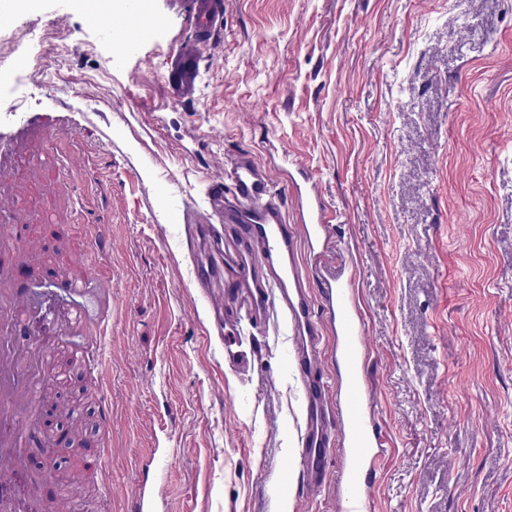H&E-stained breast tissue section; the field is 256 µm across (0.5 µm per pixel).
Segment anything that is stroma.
Masks as SVG:
<instances>
[{"label": "stroma", "instance_id": "1", "mask_svg": "<svg viewBox=\"0 0 512 512\" xmlns=\"http://www.w3.org/2000/svg\"><path fill=\"white\" fill-rule=\"evenodd\" d=\"M224 28L193 101L174 104L169 56L193 39L174 0L131 54L85 0H40L0 16V126L57 114L44 178L77 152L95 181L63 194L30 183L40 276L112 227L110 292L79 303L98 328L99 382L74 393L67 350L54 391L112 399L110 512H140L141 464L162 459L159 512H336L333 482L309 496L298 453L300 385L286 319L244 325L248 372L224 366L194 292L186 221H203L214 158L250 154L282 203L304 167L332 224L330 258L355 275L386 453L370 475L375 512H512V0H222ZM38 448L0 482L16 512H63L72 463L39 481Z\"/></svg>", "mask_w": 512, "mask_h": 512}]
</instances>
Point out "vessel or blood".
Masks as SVG:
<instances>
[{
  "label": "vessel or blood",
  "mask_w": 512,
  "mask_h": 512,
  "mask_svg": "<svg viewBox=\"0 0 512 512\" xmlns=\"http://www.w3.org/2000/svg\"><path fill=\"white\" fill-rule=\"evenodd\" d=\"M190 16L195 38L182 45L167 67L166 84L178 103L195 94L198 62L211 49L214 36L224 25L219 0H177ZM118 52H128L147 39L155 28L152 16L136 10L131 14ZM22 149L20 135L0 133V254L24 253L27 267L0 262V288H10L0 297V477L12 474L21 465V450L28 437L26 427L30 405L39 381L26 367L27 354L43 356L44 344L31 339L28 325L40 318L57 325L61 336L83 334L88 316L80 307L71 308L66 319L56 321L53 312L12 284L22 274H35L41 239L29 233L15 239L12 227L19 217L15 204L24 192L26 180L18 174ZM297 223H290L277 198L267 170L249 155H241L230 168L212 178L206 198L219 217L218 224H189L185 230L204 243L206 251L194 267V286L205 295L217 325L224 328V364L231 371L244 365L242 323L261 324L274 314H282L299 341L289 354L300 373L304 427L299 454L304 462L303 478L309 493L320 492L327 472L325 457L332 447H340V461L334 478L336 512H374L368 481L382 456L384 440L378 430V389L367 376L365 366L370 351L365 324L356 297L353 279L324 275L322 307L324 321H316L305 282L297 267L299 249L321 257L329 243L330 224L325 207L315 189L292 184L290 190ZM234 225V233L219 231V224ZM112 250L109 225H98L96 256L82 260L78 270L65 274L60 286L73 294L89 288H103L107 280L100 257ZM329 326L339 373L335 391L313 379L321 358L322 326ZM111 449H102L84 462L70 482L71 493L81 497L87 477L107 478Z\"/></svg>",
  "instance_id": "obj_1"
}]
</instances>
